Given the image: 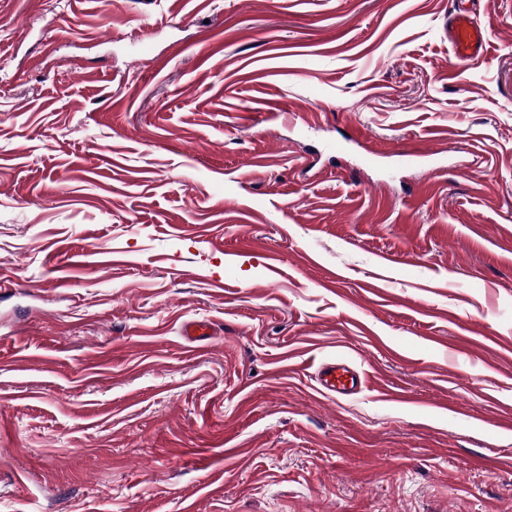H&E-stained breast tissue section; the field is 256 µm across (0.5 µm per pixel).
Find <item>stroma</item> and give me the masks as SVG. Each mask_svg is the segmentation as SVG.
I'll use <instances>...</instances> for the list:
<instances>
[{"label": "stroma", "instance_id": "35a3bbf8", "mask_svg": "<svg viewBox=\"0 0 512 512\" xmlns=\"http://www.w3.org/2000/svg\"><path fill=\"white\" fill-rule=\"evenodd\" d=\"M452 9L0 0V512H512V0ZM448 41L457 61L477 63L485 56L489 34L484 26L473 21L467 11L455 10L449 17ZM317 382L326 393L349 396L361 390L364 379L348 362L333 360L321 364L317 373Z\"/></svg>", "mask_w": 512, "mask_h": 512}]
</instances>
